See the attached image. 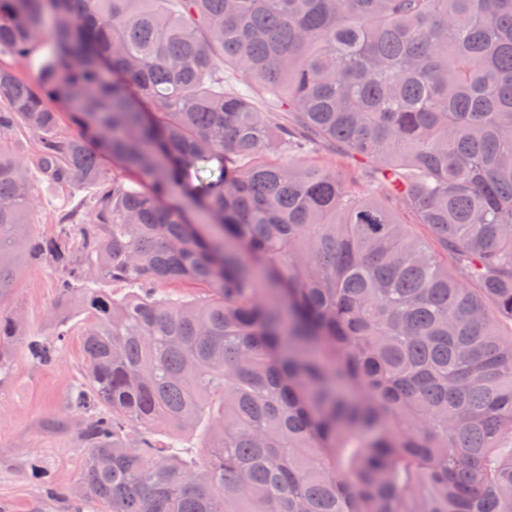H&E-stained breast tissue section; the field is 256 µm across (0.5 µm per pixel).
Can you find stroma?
<instances>
[{
	"instance_id": "obj_1",
	"label": "stroma",
	"mask_w": 512,
	"mask_h": 512,
	"mask_svg": "<svg viewBox=\"0 0 512 512\" xmlns=\"http://www.w3.org/2000/svg\"><path fill=\"white\" fill-rule=\"evenodd\" d=\"M60 278L49 262L20 269L5 305L21 313L25 337H53ZM82 320V314L70 313V331L53 362L32 360L24 341L15 347L11 375L0 384V512H34L44 486L70 488L81 476L86 450L79 431L93 419L73 403L86 366ZM54 420L63 429H49Z\"/></svg>"
}]
</instances>
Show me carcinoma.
I'll use <instances>...</instances> for the list:
<instances>
[{
  "label": "carcinoma",
  "mask_w": 512,
  "mask_h": 512,
  "mask_svg": "<svg viewBox=\"0 0 512 512\" xmlns=\"http://www.w3.org/2000/svg\"><path fill=\"white\" fill-rule=\"evenodd\" d=\"M40 40L0 301L50 260L84 314L74 512H512V0H0V54ZM39 181L92 190L51 237Z\"/></svg>",
  "instance_id": "carcinoma-1"
}]
</instances>
